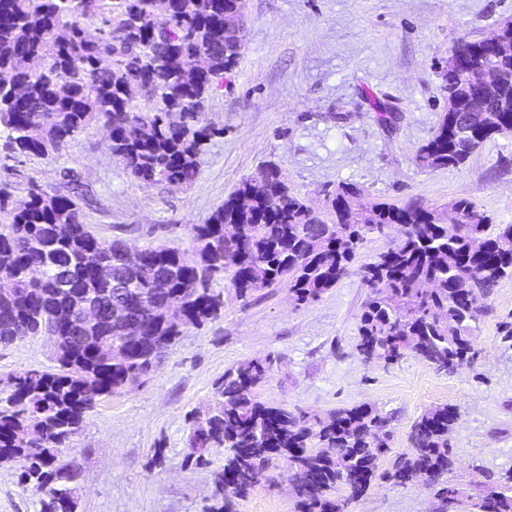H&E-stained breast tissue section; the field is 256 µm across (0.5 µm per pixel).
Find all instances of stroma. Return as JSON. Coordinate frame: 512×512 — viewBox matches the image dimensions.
Here are the masks:
<instances>
[{
	"mask_svg": "<svg viewBox=\"0 0 512 512\" xmlns=\"http://www.w3.org/2000/svg\"><path fill=\"white\" fill-rule=\"evenodd\" d=\"M509 19L512 0H247L244 47L203 109L205 122L223 134L208 144L193 184L135 180L99 124L55 159L16 156L0 145V178L13 183L20 201L29 181L49 190L71 170L93 196L85 222L98 236L183 252L192 247L191 226L268 165L319 209L326 186L353 182L369 201L434 207L465 197L497 223L512 224V134L487 140L460 167L416 164L448 110L441 73L456 39H483ZM376 101L387 120L378 119ZM397 236H373L357 267L311 304L294 305L283 287L242 300L214 281L224 294L219 317L188 328L141 386L99 398L86 413L63 453L75 473L73 512H205L224 452L209 449L202 465L191 458L189 416L212 404L225 370L254 358L272 365L257 389L262 401L310 417L369 403L391 416L381 475L362 497L340 491L344 512H436V487L421 480L399 486L384 474L408 452L424 411L437 405L459 413L445 485L469 492L511 473V278L482 301L475 355L455 372L412 353L389 365L367 362L356 350L371 293L359 267ZM54 366L46 337L0 346V398L9 395L12 374ZM295 502L287 470L275 464L236 512H295ZM0 512H40L39 495L22 490L13 463H0Z\"/></svg>",
	"mask_w": 512,
	"mask_h": 512,
	"instance_id": "35a3bbf8",
	"label": "stroma"
}]
</instances>
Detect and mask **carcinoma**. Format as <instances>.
Segmentation results:
<instances>
[{
  "label": "carcinoma",
  "mask_w": 512,
  "mask_h": 512,
  "mask_svg": "<svg viewBox=\"0 0 512 512\" xmlns=\"http://www.w3.org/2000/svg\"><path fill=\"white\" fill-rule=\"evenodd\" d=\"M238 0H0V140L10 152L40 158L60 154L94 123L112 128V154L145 184L195 181L200 156L224 129L198 125L195 114L232 73L244 31L224 32ZM460 68L443 74V91L468 111L488 116L480 128L438 123L416 156L428 170L465 164L482 143L512 125V55L481 40H462ZM492 63L500 79L493 99L473 88L468 63ZM266 189L242 180L203 224L192 225V252L146 246L136 254L120 239L97 237L84 222L88 189L72 171L47 191L28 184L12 204L13 186L0 181V345L53 333L61 346L54 371L10 377L0 401V462L19 465V484L41 495V512H64L63 484L73 479L62 448L97 399L142 383L152 366L191 326L218 316L224 301L211 288L228 276L237 297L285 286L297 305L316 302L348 274L363 244L400 225L411 232L364 270L371 293L360 317L356 349L365 360L394 363L422 351L440 372L472 349L471 323L485 299L512 276V255L496 246L512 224H495L473 201L452 204L460 217L407 204L373 201L346 208L363 194L342 182L317 211L296 194L276 166L261 171ZM42 269L39 286L30 273ZM195 281L199 288L180 326L163 321L159 303ZM101 308L92 324L74 329L57 313ZM268 359L224 371L217 398L190 448L224 449L206 512H233L277 460L291 473L298 512H343L335 496L363 495L376 477L385 442L375 432L389 417L370 404L338 409L325 420L296 415L260 400ZM451 406H434L415 425L413 447L384 478L436 481L453 466ZM37 440L16 442L19 433ZM470 512H512V476L470 501Z\"/></svg>",
  "instance_id": "cac0c4a2"
}]
</instances>
